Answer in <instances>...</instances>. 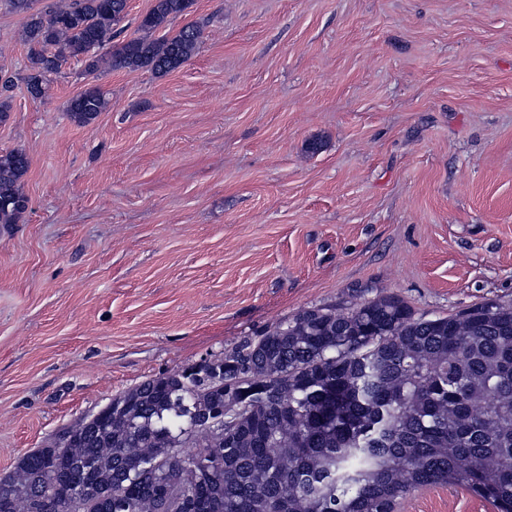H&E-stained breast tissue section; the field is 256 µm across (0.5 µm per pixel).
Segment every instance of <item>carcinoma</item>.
<instances>
[{"instance_id": "carcinoma-1", "label": "carcinoma", "mask_w": 512, "mask_h": 512, "mask_svg": "<svg viewBox=\"0 0 512 512\" xmlns=\"http://www.w3.org/2000/svg\"><path fill=\"white\" fill-rule=\"evenodd\" d=\"M8 0L26 14L21 40L34 98L72 59L86 72L161 77L197 51L189 24L153 34L193 0H154L117 43L127 0ZM0 85V120L10 112ZM108 106L89 85L67 112L86 125ZM21 149L0 154V224L29 207ZM224 432L190 454L202 412ZM461 488L512 512V306L484 301L418 316L395 295L353 308L313 307L246 336L204 364L115 396L89 427H65L0 481V512H397L424 487Z\"/></svg>"}]
</instances>
